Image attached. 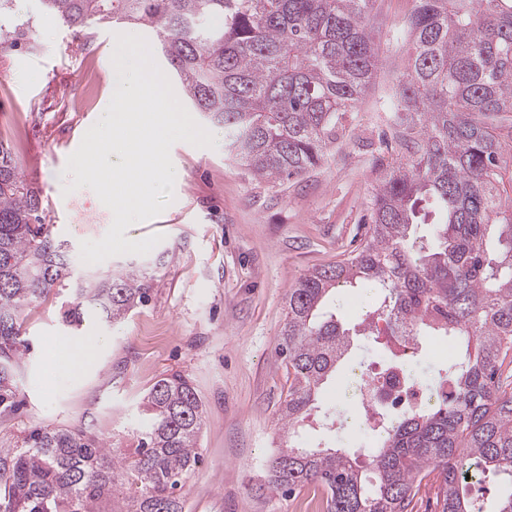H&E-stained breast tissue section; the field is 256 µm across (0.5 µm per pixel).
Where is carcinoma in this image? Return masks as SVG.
Wrapping results in <instances>:
<instances>
[{
	"instance_id": "cac0c4a2",
	"label": "carcinoma",
	"mask_w": 512,
	"mask_h": 512,
	"mask_svg": "<svg viewBox=\"0 0 512 512\" xmlns=\"http://www.w3.org/2000/svg\"><path fill=\"white\" fill-rule=\"evenodd\" d=\"M43 15L79 36L92 24L144 25L156 35L192 109L224 129L229 153L254 179L281 183L315 168L374 84L380 46L367 30L373 0H41ZM412 52L395 91L396 159L371 202L354 254L310 270L290 289L279 355L288 447L270 460L267 487L318 488L326 512H410L423 483L441 512H512V492L489 510L470 479L512 485V211L501 170L512 165V0H415ZM431 207L432 243L415 237ZM36 189L0 140V408H13L24 311L72 293L62 321L86 309L109 321L150 298L144 269L74 281ZM379 288V305L348 327L325 310L337 288ZM425 338L451 352L432 380L434 407L386 416L368 462L340 449L301 447L318 390L354 336ZM151 427L133 457L82 429L38 428L0 448V512H105L116 482L136 486L120 512H183L176 490L200 462L202 401L182 374L143 399Z\"/></svg>"
}]
</instances>
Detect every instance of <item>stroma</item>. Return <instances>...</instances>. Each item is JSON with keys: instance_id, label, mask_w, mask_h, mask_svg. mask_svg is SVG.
Listing matches in <instances>:
<instances>
[{"instance_id": "35a3bbf8", "label": "stroma", "mask_w": 512, "mask_h": 512, "mask_svg": "<svg viewBox=\"0 0 512 512\" xmlns=\"http://www.w3.org/2000/svg\"><path fill=\"white\" fill-rule=\"evenodd\" d=\"M412 0H376L368 28L381 67L368 95L327 157L281 185L259 182L224 148L175 143L174 199L157 217L128 228L141 240L160 235L145 255L83 263L80 244L101 239L113 214L89 188H63L68 157L106 114L119 83L111 61L118 27L93 25L81 39L44 23L40 0H17V15L35 20L18 44L0 39V123L25 130L20 175L39 189L57 240L66 244L76 278L106 277L136 265L153 277L151 299L125 319L87 315L70 328L60 299L26 310L29 345L17 369V409L0 423V448L20 446L40 427H81L108 447L136 448L147 423L142 399L159 378L186 375L203 400L201 462L180 491L184 512H316L309 495L268 491L267 465L285 440L279 418L285 377L276 350L288 292L314 267L346 258L365 239L370 203L394 158L388 146L391 94L404 69L405 22ZM365 285L337 292L328 308L347 323L372 309ZM57 336L98 337L92 362L77 378L47 365ZM385 337L357 336L343 367L318 393L316 407L334 417L323 438L352 452L376 446L356 421L363 410L353 368L378 369Z\"/></svg>"}]
</instances>
